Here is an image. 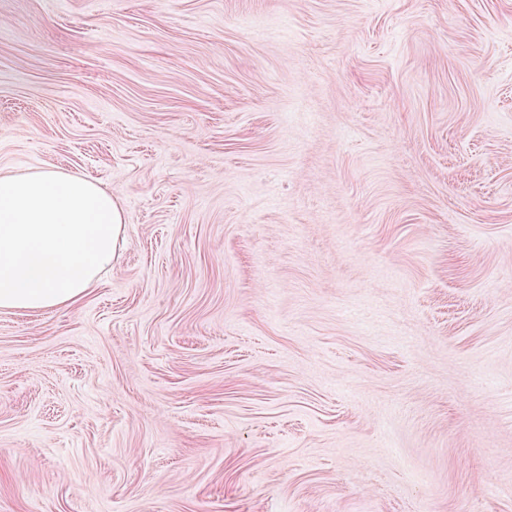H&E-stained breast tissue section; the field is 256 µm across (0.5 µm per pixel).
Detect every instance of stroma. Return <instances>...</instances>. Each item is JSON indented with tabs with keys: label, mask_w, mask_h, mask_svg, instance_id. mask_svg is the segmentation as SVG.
<instances>
[{
	"label": "stroma",
	"mask_w": 512,
	"mask_h": 512,
	"mask_svg": "<svg viewBox=\"0 0 512 512\" xmlns=\"http://www.w3.org/2000/svg\"><path fill=\"white\" fill-rule=\"evenodd\" d=\"M124 215L0 312V512H512V0H0V171Z\"/></svg>",
	"instance_id": "obj_1"
}]
</instances>
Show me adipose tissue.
<instances>
[{
  "label": "adipose tissue",
  "instance_id": "obj_1",
  "mask_svg": "<svg viewBox=\"0 0 512 512\" xmlns=\"http://www.w3.org/2000/svg\"><path fill=\"white\" fill-rule=\"evenodd\" d=\"M123 212L99 183L58 170L0 173V311L86 297L117 258Z\"/></svg>",
  "mask_w": 512,
  "mask_h": 512
}]
</instances>
